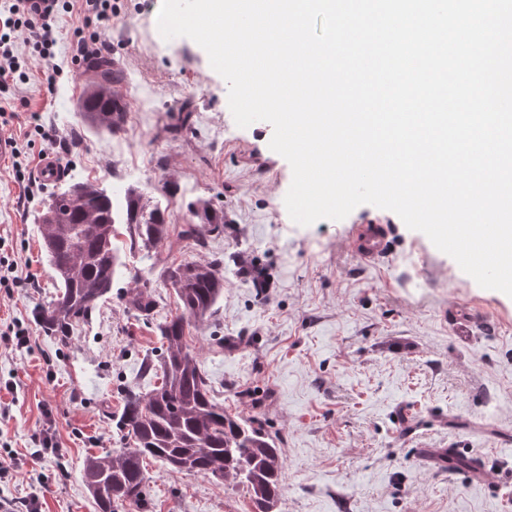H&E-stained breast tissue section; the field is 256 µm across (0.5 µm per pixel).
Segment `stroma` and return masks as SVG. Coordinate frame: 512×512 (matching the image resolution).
<instances>
[{
  "mask_svg": "<svg viewBox=\"0 0 512 512\" xmlns=\"http://www.w3.org/2000/svg\"><path fill=\"white\" fill-rule=\"evenodd\" d=\"M161 4L112 0L108 56L125 75L122 131L95 130L79 114L93 63L73 58L78 35L66 16L54 91L45 63L29 60V82L8 92L13 118L0 113V134L25 147L22 158L0 160V261L17 266L0 284V458L19 464L0 474V501L10 512L30 499L37 512H98L82 462L116 447L127 390L158 384L143 362L163 351L158 323L181 312L158 281L153 320L137 318L126 274L68 344L35 324L54 280L37 230L49 189L31 176L52 137L66 183L120 194L172 181L163 204L174 224L190 222L186 205L199 198L223 208V233L178 254L224 258V295L187 340L225 408L279 439L285 479L274 512H512V297L480 287L392 211L364 204L340 221L295 223L284 203L292 169L269 147L272 125L235 124L228 84L206 52L160 35ZM187 106L193 117L181 129ZM18 162L27 181L15 175ZM359 224L386 227L379 259L349 247ZM10 327L25 332V347ZM46 429L49 451L35 440ZM424 448L482 455L485 470L422 461ZM146 469L145 510L122 512H251L243 490L152 460Z\"/></svg>",
  "mask_w": 512,
  "mask_h": 512,
  "instance_id": "stroma-1",
  "label": "stroma"
}]
</instances>
